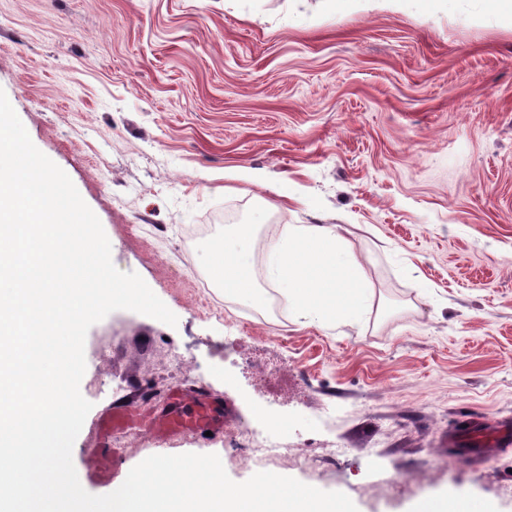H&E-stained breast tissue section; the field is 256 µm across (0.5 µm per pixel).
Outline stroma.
<instances>
[{
  "label": "stroma",
  "instance_id": "obj_1",
  "mask_svg": "<svg viewBox=\"0 0 512 512\" xmlns=\"http://www.w3.org/2000/svg\"><path fill=\"white\" fill-rule=\"evenodd\" d=\"M0 16V89L114 265L178 318L89 329L73 459L100 450L114 405L162 415L200 388L222 404L211 435L131 436L86 491L213 453L233 481L265 468L358 512L444 492L512 512V27L483 0H0ZM237 204L268 212L258 270L287 225L346 228L374 286L363 319L307 325L283 299L252 319L204 294L188 243ZM234 425L285 457L254 462Z\"/></svg>",
  "mask_w": 512,
  "mask_h": 512
}]
</instances>
